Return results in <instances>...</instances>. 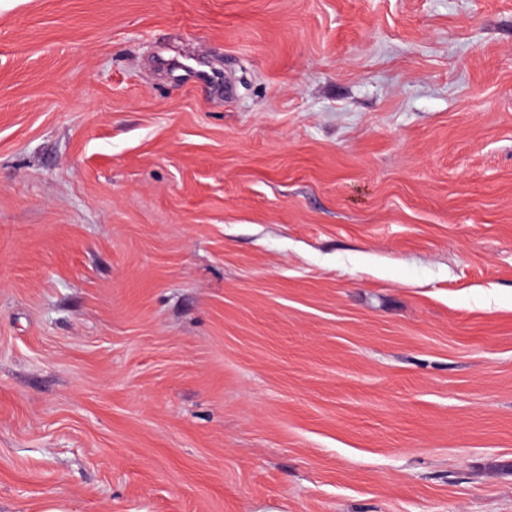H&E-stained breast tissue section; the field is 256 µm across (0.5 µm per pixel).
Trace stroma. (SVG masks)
I'll list each match as a JSON object with an SVG mask.
<instances>
[{
	"label": "stroma",
	"mask_w": 512,
	"mask_h": 512,
	"mask_svg": "<svg viewBox=\"0 0 512 512\" xmlns=\"http://www.w3.org/2000/svg\"><path fill=\"white\" fill-rule=\"evenodd\" d=\"M512 512V0H0V512Z\"/></svg>",
	"instance_id": "stroma-1"
}]
</instances>
